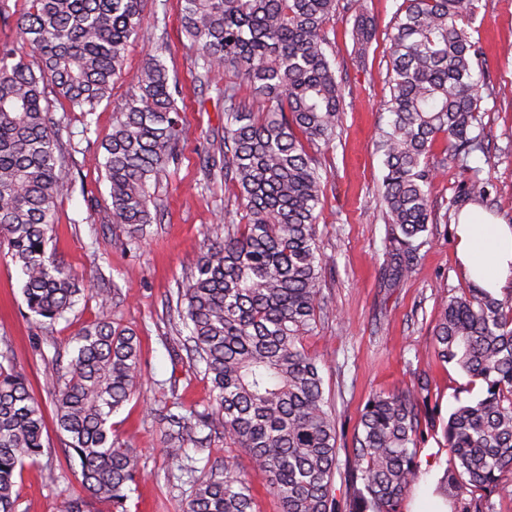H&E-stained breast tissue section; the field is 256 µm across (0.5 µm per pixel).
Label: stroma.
Returning a JSON list of instances; mask_svg holds the SVG:
<instances>
[{"label":"stroma","instance_id":"1","mask_svg":"<svg viewBox=\"0 0 512 512\" xmlns=\"http://www.w3.org/2000/svg\"><path fill=\"white\" fill-rule=\"evenodd\" d=\"M402 3L368 0L376 37L364 53L352 39V16L337 14L326 26L345 103L336 141L312 152L326 180L318 224L331 258L322 282L329 311L303 345L319 356L325 395L336 410L340 450L333 495L338 506H345L350 493L349 460L369 397L378 391H424L434 424L423 432L419 477L400 506V512H414L416 502L434 496L438 480L455 467L443 433L449 413L478 399L485 385L442 362L432 338L441 302L470 285L457 256L459 217L449 210L463 190V178L457 166L444 162L441 146L430 154L438 168L433 199L448 210V221L431 225L411 276L393 287L381 279L385 224L377 200L382 168L375 137L389 96L387 32ZM473 5L469 31L480 50L475 74L490 91L479 103L488 151L474 153L470 165L491 184L485 213L512 225V0H473ZM181 6V0H145L142 28L127 49L126 73L95 112L71 110L55 88L47 90L70 182L56 204L49 248L85 279L86 289L65 319L39 327L23 301L19 271L0 247V357L28 378L47 417L44 453L25 465L17 481V512H65L82 494L79 468L69 460L53 420L51 376L67 365L73 336L103 319L134 329L140 340L141 387L112 417L118 442L138 450L148 474L128 503L130 512H186L188 507L194 476L167 455L157 417L175 402L201 411L213 408L214 401L204 366L188 358L168 302L176 298L206 234L215 231L225 210L236 209L237 200L233 182L202 164L205 152H217L224 143V87L232 81L217 72L208 87H201L196 52L180 26ZM151 54L160 56L177 85L184 135L177 160L151 190L159 220L130 246L123 225L112 221L103 144ZM198 436L203 449L196 459L230 461L249 473L254 512H282L265 480L252 473L246 452L225 446L223 430L204 428Z\"/></svg>","mask_w":512,"mask_h":512}]
</instances>
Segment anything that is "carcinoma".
<instances>
[{
  "label": "carcinoma",
  "instance_id": "cac0c4a2",
  "mask_svg": "<svg viewBox=\"0 0 512 512\" xmlns=\"http://www.w3.org/2000/svg\"><path fill=\"white\" fill-rule=\"evenodd\" d=\"M23 39L36 62L0 48V244L23 276L28 310L54 323L81 288L48 251L59 197L68 191L45 84L70 106L95 111L124 74L127 47L144 21V0H27ZM473 0H404L389 40L388 114L378 128L386 224L384 279L394 286L412 272L430 224L448 223L435 209L437 141L462 171L484 151L474 78L478 50L465 28ZM343 9L353 37H375L367 0H183L181 28L209 75L244 79L263 109L255 112L224 86L222 168L232 174L247 223L224 213V231L207 236L180 313L193 355L204 363L216 406L158 414L169 455L186 459L197 429L219 425L224 442L249 455L283 512H336L332 483L338 438L324 395L319 359L302 346L327 303L316 210L323 184L308 148L336 140L344 92L327 54L326 24ZM135 94L117 113L106 140L104 169L113 223L128 242L156 221L151 184L177 159L180 110L167 69L147 57ZM490 183L474 176L458 207L484 202ZM432 336L438 357L485 383L482 398L457 406L444 435L454 459L438 493L465 485L491 495L512 472V300L473 286L446 300ZM73 356L53 381L55 420L88 495L128 512L144 479L140 455L112 436V415L141 380L140 342L129 329L100 321L73 340ZM428 413L414 391L379 392L368 400L350 461L346 512H399L417 477L418 436ZM41 404L12 363H0V512H16V478L44 452ZM187 512H253L246 476L216 464L193 484Z\"/></svg>",
  "mask_w": 512,
  "mask_h": 512
}]
</instances>
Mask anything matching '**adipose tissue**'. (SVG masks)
Returning <instances> with one entry per match:
<instances>
[{
    "instance_id": "ef3b65f1",
    "label": "adipose tissue",
    "mask_w": 512,
    "mask_h": 512,
    "mask_svg": "<svg viewBox=\"0 0 512 512\" xmlns=\"http://www.w3.org/2000/svg\"><path fill=\"white\" fill-rule=\"evenodd\" d=\"M457 236L459 257L471 281L499 292L512 279V226L472 209L462 216Z\"/></svg>"
}]
</instances>
